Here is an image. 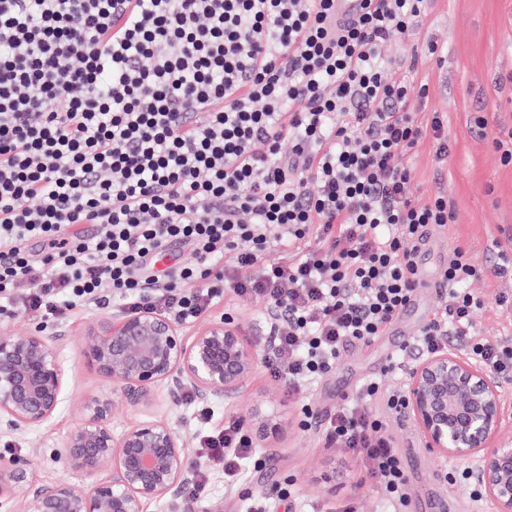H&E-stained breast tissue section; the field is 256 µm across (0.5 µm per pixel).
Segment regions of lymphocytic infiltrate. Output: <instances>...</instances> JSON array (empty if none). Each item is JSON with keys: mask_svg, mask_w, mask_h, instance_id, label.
I'll return each instance as SVG.
<instances>
[{"mask_svg": "<svg viewBox=\"0 0 512 512\" xmlns=\"http://www.w3.org/2000/svg\"><path fill=\"white\" fill-rule=\"evenodd\" d=\"M426 10L363 0L337 25L335 0H0V318L116 303L190 323L227 287L263 303L273 377L294 388L330 372L409 304L420 243L455 219L443 195L413 196L405 163L446 141L442 115L410 108L426 85L383 77L386 41ZM174 246L189 261L157 269ZM488 272L455 247L410 348L456 349L511 382L512 341L472 327ZM379 392L364 381L327 418L304 408L301 426L322 420L388 512H409L402 458L367 407ZM201 418L192 498L214 471L238 483L253 454L240 421Z\"/></svg>", "mask_w": 512, "mask_h": 512, "instance_id": "lymphocytic-infiltrate-1", "label": "lymphocytic infiltrate"}]
</instances>
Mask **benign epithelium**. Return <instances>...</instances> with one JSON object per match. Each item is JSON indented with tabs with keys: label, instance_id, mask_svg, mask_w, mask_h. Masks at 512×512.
Segmentation results:
<instances>
[{
	"label": "benign epithelium",
	"instance_id": "1",
	"mask_svg": "<svg viewBox=\"0 0 512 512\" xmlns=\"http://www.w3.org/2000/svg\"><path fill=\"white\" fill-rule=\"evenodd\" d=\"M63 331L36 329L25 336L0 333V430L39 428L57 413L65 371L59 355ZM84 356L112 381V390L86 402L84 419L63 441L67 464L90 482H43L25 462L0 464L3 512H147L165 497L175 512L187 464L185 442L164 418H145L112 433L117 400L148 406L164 388L175 402L189 392L200 401L233 399L259 366L256 345L232 317L213 319L191 336L176 318L153 311L124 313L90 331ZM408 414L439 459L468 467L494 512H512V404L499 378L454 351L409 369L404 400ZM247 425L271 451L286 429L262 409Z\"/></svg>",
	"mask_w": 512,
	"mask_h": 512
}]
</instances>
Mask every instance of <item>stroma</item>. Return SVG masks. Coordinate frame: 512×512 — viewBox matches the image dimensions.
Wrapping results in <instances>:
<instances>
[{"instance_id":"1","label":"stroma","mask_w":512,"mask_h":512,"mask_svg":"<svg viewBox=\"0 0 512 512\" xmlns=\"http://www.w3.org/2000/svg\"><path fill=\"white\" fill-rule=\"evenodd\" d=\"M433 40L446 54L436 62L419 58L415 68L387 69L390 80H407L412 86L427 83L426 112L443 113L448 122V153L437 160L433 141H426L407 160L411 189L421 199L443 194L456 208L455 223L433 229L420 252V264L429 287L418 288L413 305L368 343H353L341 352L336 367L307 387L288 388L258 367L243 393L234 401L222 399L200 404L196 400L168 402L156 390L152 408L120 403L112 414V431L121 433L132 422L154 414L165 418L184 439L188 467H204L198 449L200 407L215 415L244 420L252 409L276 408L288 429L276 454L258 452V465L247 466L243 479L229 488L222 476H214L191 512H246L250 499L269 494L273 486L291 491L292 512H308L314 505L334 506L353 501L358 512H382L373 486L359 465L340 449L325 447L320 428L300 426L301 408L309 404L320 413H331L351 398L359 383L378 377L382 394L369 408L385 417L412 489V512H428V504L444 499L454 502L453 512H493L490 502L474 507L465 491L445 477L450 464L426 448L413 421L389 413L384 391L404 385L405 374L383 373L387 358L432 318L443 302L440 289L431 285L449 252L458 245L468 249L474 262L491 269L498 262L496 241L512 231V163L501 160L492 138L481 136L475 126L486 119L495 132L512 130V0H429L427 15L412 35H392L384 49L391 58L409 56L411 48ZM484 300L473 316V328L490 341L512 339V309L498 306L500 295L512 296V280L488 276L474 286ZM264 306L241 301L225 290L214 307V317L231 313L250 333L258 348H265L267 327ZM116 310L87 309L65 320L59 351L65 370V387L57 414L37 429L19 428L0 433V462H29L44 481L65 479L81 483L80 474L65 463L62 441L84 416L89 397L109 391L112 383L82 355L91 328L112 324Z\"/></svg>"}]
</instances>
